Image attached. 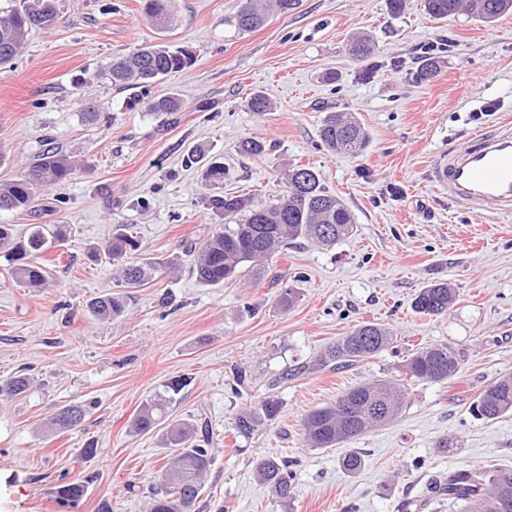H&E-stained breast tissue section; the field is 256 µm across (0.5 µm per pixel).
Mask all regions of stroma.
Returning a JSON list of instances; mask_svg holds the SVG:
<instances>
[{"instance_id":"1","label":"stroma","mask_w":512,"mask_h":512,"mask_svg":"<svg viewBox=\"0 0 512 512\" xmlns=\"http://www.w3.org/2000/svg\"><path fill=\"white\" fill-rule=\"evenodd\" d=\"M57 6L56 23L32 31L0 69V182L19 177L49 145L76 165L46 192L41 215L0 211V224L18 232L63 224L69 236L43 288L20 284L0 256V380L23 372L31 382L24 395L0 398V512H147L176 421L208 423L213 440L198 512H463V503L435 493L436 482L459 469H512V415L470 413L487 385L512 371V214L461 208L428 181L440 152L512 122V14L492 23L434 20L423 0H406L394 18L386 0H300L241 33L224 22L236 0H175L176 23L160 35L143 0ZM357 32L375 42L378 67L366 80L346 47ZM158 40L196 56L189 71L150 88L182 99L167 116L147 112L136 87L102 76L113 56ZM428 43L439 69L420 83ZM330 70L340 74L332 85L322 80ZM256 90L271 111L247 109ZM329 111L362 123L369 144L360 156L321 147ZM246 138L265 142L266 154L240 153ZM194 149L223 161L224 192L265 201L281 192L284 166L312 167L348 206L354 234L329 247L299 239L262 274L201 284L192 251L219 219L204 205L200 166L184 165ZM116 224L139 242L131 260L153 265L148 280L125 290L102 253ZM435 281L455 289V303L438 317L414 313L413 299ZM118 291L123 316L89 314L92 298ZM368 321L391 331V350L347 369L315 368L328 346ZM436 344L460 349L454 379L407 378L409 355ZM184 374L191 384L170 392ZM382 378L407 389L396 420L333 448L306 447L308 411ZM270 394L282 403L276 422L237 435L236 414ZM159 395L169 399L165 425L134 433V416ZM69 404L82 405L84 419L57 433L51 418ZM89 443L98 453L86 459ZM351 450L363 458L354 475L338 465ZM265 455L291 461L290 501L256 476ZM65 476L90 480L70 509L56 496Z\"/></svg>"}]
</instances>
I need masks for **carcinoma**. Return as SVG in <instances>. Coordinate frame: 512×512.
<instances>
[{"label": "carcinoma", "mask_w": 512, "mask_h": 512, "mask_svg": "<svg viewBox=\"0 0 512 512\" xmlns=\"http://www.w3.org/2000/svg\"><path fill=\"white\" fill-rule=\"evenodd\" d=\"M299 0H238L229 23L242 33L264 27L270 17L284 15L298 7ZM470 7L472 14L485 22H493L512 12V0H424L428 15L444 20ZM145 13L160 32L174 23L173 0H145ZM57 14L56 0H11V6L0 13V65L14 59L26 43L28 35L53 24ZM349 51L354 61H367L373 54V40L366 33H355ZM196 62L192 51L166 43L147 44L112 58L105 75L112 85L145 88L171 73L190 70ZM438 63L428 53L418 67L415 79L428 81L435 76ZM246 106L251 112L271 110L270 99L261 91L250 94ZM181 100L174 96L146 102L145 109L154 114L176 112ZM324 148L332 154L357 156L366 148L368 135L351 114L330 111L324 116L319 131ZM74 167L69 156L59 149L42 153L21 177L0 183V210L28 212L39 195L71 179ZM203 177L211 185L224 183V164L209 163ZM285 189L271 203L253 197L219 192L206 197L205 203L214 214L224 219L200 246L194 264L196 277L205 286H218L245 275H258L274 252L299 238L310 239L323 246L349 237L355 231L353 216L344 202L330 192L313 169L299 165L283 171ZM66 242L62 224H33L28 235L13 237L9 224H0V248L6 249L12 274L30 288L46 286L49 278L45 253ZM138 249L134 237L119 227L106 245L112 259L124 258ZM148 263H122L120 275L128 285L145 281L150 273ZM456 300V292L446 282L422 288L414 298L415 312L441 315ZM93 316L114 319L125 311L124 297L109 294L95 298L89 306ZM393 344L390 331L380 324L366 322L327 347L318 365L339 370L367 361ZM462 365L459 349L447 345H428L417 349L404 364L405 374L430 382L444 383L454 378ZM30 386L24 374L0 380V396L11 398L25 393ZM404 390L391 379H376L346 391L334 404L310 410L302 422L307 446L332 448L357 438L373 428L392 421L400 412ZM282 403L269 396L235 418V430L248 436L261 426H269L281 413ZM473 412L479 419L493 420L512 415V372H505L491 382L478 396ZM85 410L79 405L59 408L52 424L59 433L75 430ZM166 414V399L158 397L144 404L135 415L132 428L137 433L154 430ZM168 443L174 448L172 461L164 467L154 493L150 512H196L203 479L213 463L208 448V431L192 422L172 425ZM363 460L355 451L347 452L339 467L348 474L361 470ZM258 477L271 485L276 496L286 501L292 497L296 474L284 459L265 457L256 465ZM85 482L65 481L57 487V497L65 505L74 506L86 493ZM442 491L448 497L466 504L467 512H512V472L485 468L459 470L448 476Z\"/></svg>", "instance_id": "carcinoma-1"}]
</instances>
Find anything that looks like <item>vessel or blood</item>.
<instances>
[{"mask_svg": "<svg viewBox=\"0 0 512 512\" xmlns=\"http://www.w3.org/2000/svg\"><path fill=\"white\" fill-rule=\"evenodd\" d=\"M430 182L460 207L487 215L512 213V123L477 133L443 152Z\"/></svg>", "mask_w": 512, "mask_h": 512, "instance_id": "1", "label": "vessel or blood"}]
</instances>
